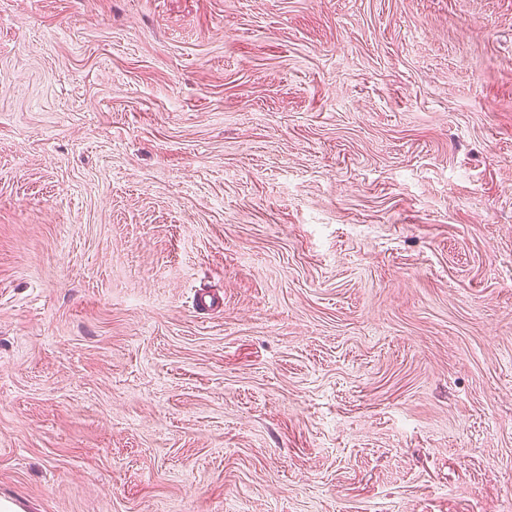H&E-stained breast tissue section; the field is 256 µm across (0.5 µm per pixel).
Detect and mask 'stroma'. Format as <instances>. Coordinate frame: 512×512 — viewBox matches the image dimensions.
<instances>
[{"instance_id": "obj_1", "label": "stroma", "mask_w": 512, "mask_h": 512, "mask_svg": "<svg viewBox=\"0 0 512 512\" xmlns=\"http://www.w3.org/2000/svg\"><path fill=\"white\" fill-rule=\"evenodd\" d=\"M5 495L512 512V0H0Z\"/></svg>"}]
</instances>
